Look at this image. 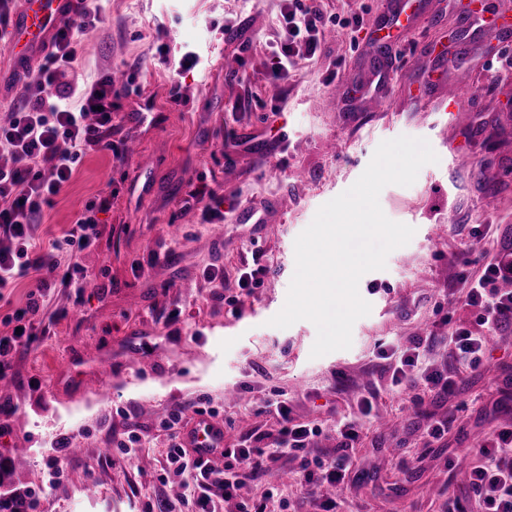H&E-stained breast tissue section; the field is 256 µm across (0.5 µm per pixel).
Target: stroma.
Listing matches in <instances>:
<instances>
[{"label":"stroma","mask_w":512,"mask_h":512,"mask_svg":"<svg viewBox=\"0 0 512 512\" xmlns=\"http://www.w3.org/2000/svg\"><path fill=\"white\" fill-rule=\"evenodd\" d=\"M305 2L335 19L336 35L276 86L270 50L281 0H110L84 39L80 69L65 74L68 82L102 71L134 75L135 92L112 114L113 144L136 134L127 116L138 107L151 110L153 122L137 133L138 157L121 162L88 147L38 226L40 242L49 243L88 201L112 198L93 246L80 256L89 279L78 292L61 283L50 290L43 323L0 388V405L15 409L0 428L6 490H26L62 440L81 446L64 458L65 473L46 488L40 512H144L159 501L192 512L167 460L162 420L174 406L208 399L224 422L225 447L234 448L248 433L277 434L279 419L260 410L276 390L287 393L295 422L321 427L308 452L323 459L336 455L337 419L375 393V409L349 451L339 512H448L456 499L480 512L458 461L476 463L486 439L512 424V328L497 336L487 367L474 370L457 365L447 336L477 318L463 303V278L479 277L493 254L512 247V46L494 44L487 57L467 58L475 69L471 108L450 118L442 102L460 89L442 59L464 56L477 33L461 22L466 0H422L390 51L388 111L344 112L331 95L367 75L388 0ZM215 46L236 60V76L205 66L177 71L175 57L204 56ZM422 80L424 118L413 111L411 88ZM401 135L426 139L438 156L414 184L386 186L379 196L385 215L415 234L388 255L385 269L361 278L371 312L356 321L351 348L311 358L313 323L269 324L294 274V242L323 204L355 183L379 143ZM336 139L343 154L328 150ZM460 147L474 166L455 165ZM297 170L306 182L294 180ZM200 185L223 201L222 237H214L202 206L184 204ZM490 199L496 210H487ZM265 202L270 224L248 222L245 207ZM481 224L493 230L478 241ZM212 266L223 270V284L205 278ZM257 267L260 284L240 286L241 274ZM230 296L238 315L230 313ZM428 332L438 337L431 363L457 372L452 394L391 385L381 350ZM92 354L111 363L96 390L79 382ZM228 388L245 401L225 399ZM444 419L448 431L428 436L429 421ZM132 434L141 448L120 459L115 448ZM75 469L92 471L95 494L71 479Z\"/></svg>","instance_id":"obj_1"}]
</instances>
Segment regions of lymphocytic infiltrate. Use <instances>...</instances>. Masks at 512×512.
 <instances>
[{
    "label": "lymphocytic infiltrate",
    "mask_w": 512,
    "mask_h": 512,
    "mask_svg": "<svg viewBox=\"0 0 512 512\" xmlns=\"http://www.w3.org/2000/svg\"><path fill=\"white\" fill-rule=\"evenodd\" d=\"M108 0H77L71 24L61 28L43 63L25 81L21 104L0 122V154L9 155V164H0V288L13 284L16 277L30 279L29 301L22 311L25 328L42 322V300L55 281L82 288L86 269L79 255L91 247L101 213L112 205L102 196L86 203L64 236L49 248L36 242L43 208L51 203L78 171L85 150L97 146L112 150L116 158L124 151L113 147L105 135L112 129L116 102L127 95V88L115 87L110 73L75 87L61 86L58 75L82 63L81 35L95 30L103 19ZM281 36L273 52V78H290L298 61L315 56L330 23L320 10L305 6L303 0H284ZM67 252L71 261L59 270L56 255ZM512 281V257H500L487 264L483 276L469 283L465 303L477 308V329L458 326L449 337L459 365L475 369L482 365L488 343L506 327L512 326V290H503V281ZM433 335L415 337L409 345H392L394 361L391 384L395 387L424 386L441 394L455 388L452 373L432 367L426 361ZM265 409L280 417L282 427L270 446L247 443L224 451L223 466L193 459L179 442L174 427L182 420L181 408H174L163 426L170 432L168 460L182 478L185 496L192 498L198 512H212L216 500L235 502L237 512H267V501L236 502L242 475L258 478L266 474L275 454L297 458L299 484L305 495L316 497L320 486L340 485L349 469L348 450L359 436L364 418L374 409L373 397L361 399L357 414L344 417L338 427L336 458H309L314 427L294 423L288 396L275 394L265 399ZM484 466L471 470V487L479 498L481 512H512V427L495 433L478 450Z\"/></svg>",
    "instance_id": "1"
}]
</instances>
